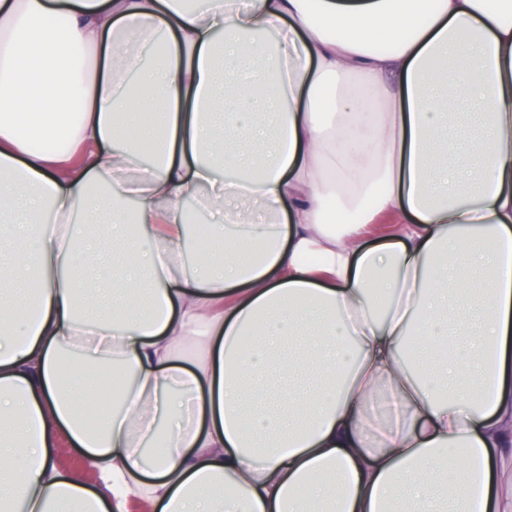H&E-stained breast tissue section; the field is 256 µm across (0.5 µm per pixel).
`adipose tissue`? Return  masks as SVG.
Segmentation results:
<instances>
[{"label":"adipose tissue","instance_id":"ef3b65f1","mask_svg":"<svg viewBox=\"0 0 512 512\" xmlns=\"http://www.w3.org/2000/svg\"><path fill=\"white\" fill-rule=\"evenodd\" d=\"M1 34L0 512H512V0H0ZM59 465L88 484L97 481V473L82 453L74 448H57Z\"/></svg>","mask_w":512,"mask_h":512}]
</instances>
